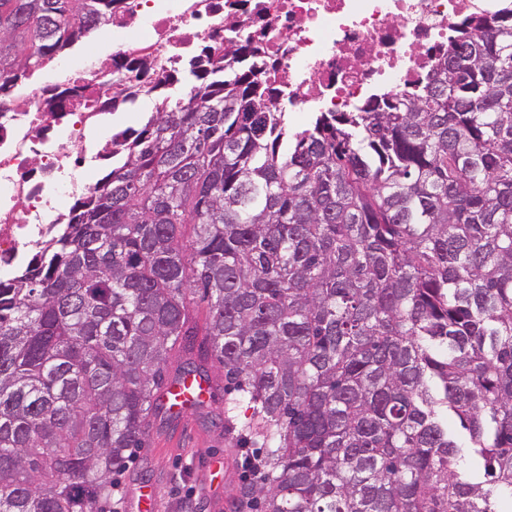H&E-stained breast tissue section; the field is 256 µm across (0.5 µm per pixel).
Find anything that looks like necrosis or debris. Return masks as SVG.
Segmentation results:
<instances>
[{"instance_id": "obj_1", "label": "necrosis or debris", "mask_w": 512, "mask_h": 512, "mask_svg": "<svg viewBox=\"0 0 512 512\" xmlns=\"http://www.w3.org/2000/svg\"><path fill=\"white\" fill-rule=\"evenodd\" d=\"M499 0H117L106 32L119 34L112 71L95 62L55 86L29 82L0 105V281L13 277L64 223L65 204L88 194L83 169L105 156L86 141L123 97L155 95L187 59L219 47L226 19L249 32L264 62L262 80L303 115L350 112L427 77L438 50L465 17ZM65 93L50 108V91Z\"/></svg>"}]
</instances>
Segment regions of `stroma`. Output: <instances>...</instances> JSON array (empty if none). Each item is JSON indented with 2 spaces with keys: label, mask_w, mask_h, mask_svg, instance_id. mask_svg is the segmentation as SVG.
Masks as SVG:
<instances>
[{
  "label": "stroma",
  "mask_w": 512,
  "mask_h": 512,
  "mask_svg": "<svg viewBox=\"0 0 512 512\" xmlns=\"http://www.w3.org/2000/svg\"><path fill=\"white\" fill-rule=\"evenodd\" d=\"M207 371L212 393L205 409L153 417L120 473L112 512H134V491L146 482L158 488L157 512H240L246 451L224 425V377L215 366Z\"/></svg>",
  "instance_id": "obj_1"
}]
</instances>
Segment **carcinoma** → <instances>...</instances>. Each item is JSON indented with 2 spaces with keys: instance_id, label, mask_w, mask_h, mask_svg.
<instances>
[{
  "instance_id": "carcinoma-1",
  "label": "carcinoma",
  "mask_w": 512,
  "mask_h": 512,
  "mask_svg": "<svg viewBox=\"0 0 512 512\" xmlns=\"http://www.w3.org/2000/svg\"><path fill=\"white\" fill-rule=\"evenodd\" d=\"M112 2L0 0V95ZM226 30L0 284V512H109L188 336L263 448L253 512H506L512 3L463 20L422 84L301 129Z\"/></svg>"
}]
</instances>
